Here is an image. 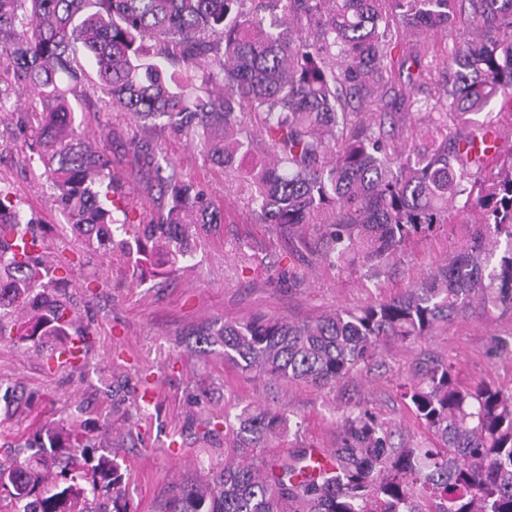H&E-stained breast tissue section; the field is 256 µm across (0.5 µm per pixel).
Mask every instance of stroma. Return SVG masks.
Segmentation results:
<instances>
[{
	"label": "stroma",
	"instance_id": "stroma-1",
	"mask_svg": "<svg viewBox=\"0 0 512 512\" xmlns=\"http://www.w3.org/2000/svg\"><path fill=\"white\" fill-rule=\"evenodd\" d=\"M28 105L29 95L21 91L0 112V188L14 193L25 216L34 219L45 259H72V288L92 273L101 286L80 304V323L91 340L81 369L51 364L32 342L0 340V462L24 454L9 447L6 436L31 433L38 423L85 421L95 429L108 422L115 435L106 451L124 460L129 512H159L175 486L207 481L224 464L335 447L341 421L354 409L371 412L395 447L438 446L406 396L416 362L442 358L460 386L485 383L512 391V311L478 305L412 346L383 343L368 365L322 388L241 372L225 362L218 345L194 349L191 331L212 321L258 313L313 319L402 295L464 249L472 227L457 218L411 239L374 285L361 271L329 268L293 237L258 223L251 193L236 177L205 161L186 139L168 136L164 158L223 204L224 222L200 233L194 260L176 276L134 282L126 255H98L63 232L65 219L49 199L44 177L22 162L13 114ZM77 118L87 140L119 158L117 175L132 197H141L126 152L128 118L115 121L107 139L106 115L95 105L84 106ZM499 339L506 348L496 347ZM121 381L132 391L150 387L145 401L129 405L125 421L112 417V389ZM258 407L284 413L290 430L246 448L235 418ZM130 431L138 433V444L124 440Z\"/></svg>",
	"mask_w": 512,
	"mask_h": 512
}]
</instances>
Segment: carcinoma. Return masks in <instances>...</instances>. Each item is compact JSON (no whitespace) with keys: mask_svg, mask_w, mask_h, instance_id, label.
I'll use <instances>...</instances> for the list:
<instances>
[{"mask_svg":"<svg viewBox=\"0 0 512 512\" xmlns=\"http://www.w3.org/2000/svg\"><path fill=\"white\" fill-rule=\"evenodd\" d=\"M461 28L467 41L432 79L421 34ZM431 82L417 134L412 109ZM16 86L32 97L17 119L23 147L66 227L92 251L127 254L138 281L176 275L195 255L196 230L224 223L206 190L160 164L165 130L243 173L260 223L332 268L356 263L370 281L415 235L451 214L474 217L466 248L401 297L191 332L243 372L332 385L382 340L413 343L476 300L512 309V151L482 183L484 162L469 151L491 125L484 110L512 106V0H0V102ZM94 99L134 120L128 153L165 213L130 206L112 155L79 131L75 106ZM387 124L407 149L388 140ZM41 245L0 189V339H55L59 352L71 345L79 296L62 291L69 264L43 262ZM417 373L408 397L443 447L396 448L368 412L351 411L330 468L303 456L226 464L179 485L163 512H512V392L462 388L442 360ZM237 421L248 444L286 424L269 408ZM86 442L66 428L36 430L23 444L32 454L0 463V509L128 512L120 465L101 455L86 469Z\"/></svg>","mask_w":512,"mask_h":512,"instance_id":"obj_1","label":"carcinoma"}]
</instances>
